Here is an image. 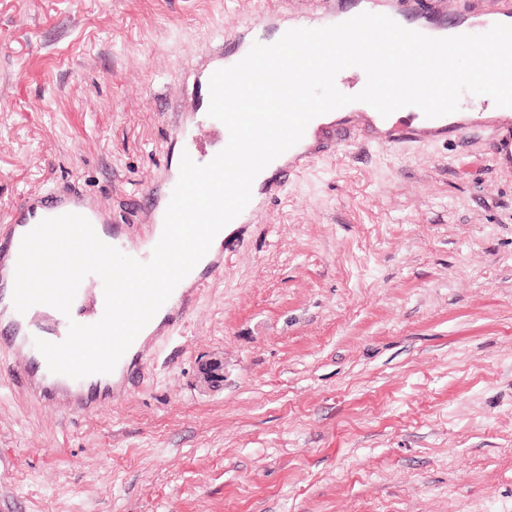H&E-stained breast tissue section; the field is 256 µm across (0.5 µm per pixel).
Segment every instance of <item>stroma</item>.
Instances as JSON below:
<instances>
[{"instance_id":"stroma-1","label":"stroma","mask_w":512,"mask_h":512,"mask_svg":"<svg viewBox=\"0 0 512 512\" xmlns=\"http://www.w3.org/2000/svg\"><path fill=\"white\" fill-rule=\"evenodd\" d=\"M321 6L0 0V228L72 190L147 240L190 72ZM386 137L327 124L125 397L66 413L0 350V512H512V116Z\"/></svg>"}]
</instances>
